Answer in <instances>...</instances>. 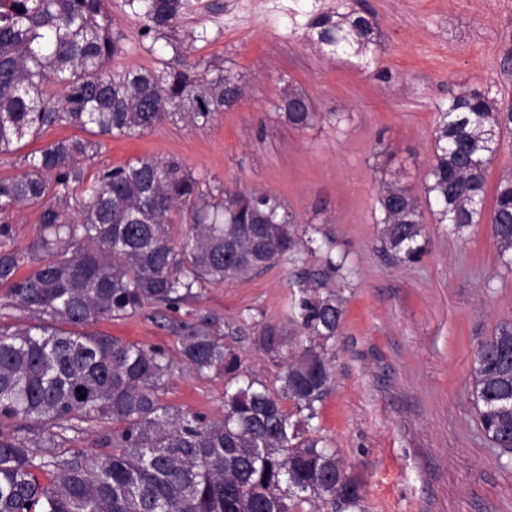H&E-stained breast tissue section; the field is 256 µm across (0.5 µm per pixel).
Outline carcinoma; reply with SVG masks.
I'll list each match as a JSON object with an SVG mask.
<instances>
[{
	"label": "carcinoma",
	"instance_id": "obj_1",
	"mask_svg": "<svg viewBox=\"0 0 512 512\" xmlns=\"http://www.w3.org/2000/svg\"><path fill=\"white\" fill-rule=\"evenodd\" d=\"M145 33L165 36L183 0H129ZM334 51L375 44L357 12L316 18ZM122 51L105 0H0V153L54 126L134 138L165 121L204 126L242 96L223 68L200 74L179 62L114 70ZM288 125L316 119L310 98L290 89L279 105ZM512 133V105L463 88L437 106L425 202L398 180L381 187L380 238L404 261L422 252L425 212L457 233L487 221L499 256L512 264V173L501 175L485 212L487 172ZM98 144L55 141L0 179V287L30 322L0 327V512H291L305 502L356 508L362 486L336 454L304 436L332 383L326 342L344 316L333 294L306 286L295 302L307 344L288 355L286 323L266 322L254 343L285 358L279 390L258 380L224 391L218 417L163 401L174 362L165 349L124 342L90 327L160 305L171 314L182 366L202 376L240 377L211 311L177 313L210 285L245 278L308 247L288 208L268 192H235L197 177L182 161L140 157L86 175ZM42 205L43 234L11 247L10 219ZM186 229L175 238V219ZM28 267L19 275L22 267ZM474 407L485 435L512 451V326L475 353ZM292 401L303 419L291 420ZM112 423L102 450L64 448L66 434ZM50 480L41 482L39 475Z\"/></svg>",
	"mask_w": 512,
	"mask_h": 512
}]
</instances>
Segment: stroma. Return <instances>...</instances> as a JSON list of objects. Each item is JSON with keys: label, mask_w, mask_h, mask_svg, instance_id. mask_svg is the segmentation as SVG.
<instances>
[{"label": "stroma", "mask_w": 512, "mask_h": 512, "mask_svg": "<svg viewBox=\"0 0 512 512\" xmlns=\"http://www.w3.org/2000/svg\"><path fill=\"white\" fill-rule=\"evenodd\" d=\"M122 52L113 68H155L182 53L199 69L221 66L243 95L205 126L164 121L135 138L96 136L87 173L152 156L174 157L201 179L282 199L300 250L250 278L211 286L189 303L224 318V342L244 376L280 387L281 359L257 351V325L294 316L312 274L345 310L327 344L334 381L311 437L335 452L363 486L361 512H512V453L492 444L475 413L474 356L512 324V265L486 223L461 234L426 218L419 261H401L380 239L377 197L400 178L424 196L437 105L461 87L512 101V0H186L166 40L145 35L127 0H108ZM335 10L368 15L376 51L333 53L310 22ZM388 77H379V70ZM303 90L317 119L300 130L277 106ZM346 259L324 275V247ZM94 331L176 354L165 311L103 319ZM223 376L175 368L162 397L220 415Z\"/></svg>", "instance_id": "stroma-1"}]
</instances>
